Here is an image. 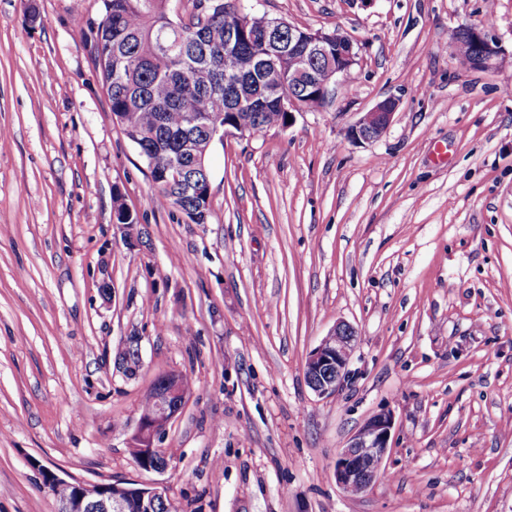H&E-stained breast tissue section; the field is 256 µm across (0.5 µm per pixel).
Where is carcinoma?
<instances>
[{"instance_id": "carcinoma-1", "label": "carcinoma", "mask_w": 512, "mask_h": 512, "mask_svg": "<svg viewBox=\"0 0 512 512\" xmlns=\"http://www.w3.org/2000/svg\"><path fill=\"white\" fill-rule=\"evenodd\" d=\"M175 0H102L95 27L78 26L107 88L113 118L139 149L155 182V200L204 224L210 189L200 170L193 183L160 182L158 171L180 156L178 136L193 137L196 152L208 155L209 133L224 129L235 113L264 130L280 127L287 115L270 89L288 87V57H270L253 67L230 69L229 58L247 60L273 42L288 45V27L265 13L243 12L223 0L220 11L188 26L175 15Z\"/></svg>"}]
</instances>
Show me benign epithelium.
<instances>
[{
	"label": "benign epithelium",
	"instance_id": "1",
	"mask_svg": "<svg viewBox=\"0 0 512 512\" xmlns=\"http://www.w3.org/2000/svg\"><path fill=\"white\" fill-rule=\"evenodd\" d=\"M295 26H288V53L300 58L303 65L288 69V78L298 85L315 90L314 98H301L288 94V121L290 127L294 113L320 106L326 99L328 86L340 75L347 74L356 64V52L351 37H336L330 31L301 30L299 41L291 39ZM460 58L465 65L486 70L496 65L500 56L498 45L475 26L462 27L457 42ZM325 63L324 78L319 80L311 72V60ZM399 106V99L389 96L363 113L350 128L349 138L354 143L379 139L388 129ZM183 161L174 160L160 171L168 184L183 180ZM355 331L340 322L313 350L305 363V377L313 392L321 397L336 393L349 374L354 351ZM188 391L183 377L169 373L158 377L151 391L150 408L142 412L137 428L130 438V447L149 455L158 450L157 442L166 427L183 410ZM394 418L383 412L370 417L351 437L336 459V482L347 494L362 493L379 477L384 460L390 450V437ZM46 485L58 503L57 512H152L161 502L165 512H176L165 492L158 487H139L134 496H114L102 484L70 482L53 473L47 474Z\"/></svg>",
	"mask_w": 512,
	"mask_h": 512
}]
</instances>
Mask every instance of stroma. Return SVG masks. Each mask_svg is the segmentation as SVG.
<instances>
[{"mask_svg":"<svg viewBox=\"0 0 512 512\" xmlns=\"http://www.w3.org/2000/svg\"><path fill=\"white\" fill-rule=\"evenodd\" d=\"M248 3L343 29L357 61L289 128L215 142L194 224L155 202L76 32L102 0H0V512H57L46 468L177 512H512V0ZM458 26L495 68L453 56ZM340 321L349 376L320 397L305 362ZM172 372L190 393L145 471L129 440ZM383 411L386 474L347 495L336 459ZM462 36L457 41V29L450 35V46L457 44L464 65L477 70L490 69L500 56L498 45L487 34L475 26L462 27ZM398 106L399 99L393 96L377 102L352 125L349 131L351 141L370 142L382 137L391 124Z\"/></svg>","mask_w":512,"mask_h":512,"instance_id":"1","label":"stroma"}]
</instances>
